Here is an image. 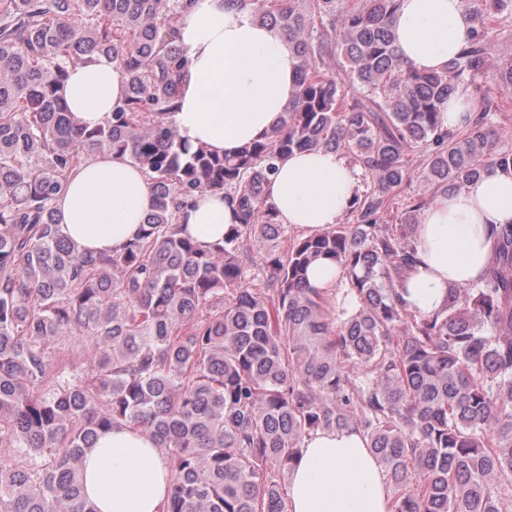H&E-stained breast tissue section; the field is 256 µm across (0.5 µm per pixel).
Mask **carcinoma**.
I'll list each match as a JSON object with an SVG mask.
<instances>
[{
    "mask_svg": "<svg viewBox=\"0 0 512 512\" xmlns=\"http://www.w3.org/2000/svg\"><path fill=\"white\" fill-rule=\"evenodd\" d=\"M195 0H0V512H96L81 466L116 426L166 449L161 512H288L291 465L311 434L366 441L393 512H507L512 502V224L493 229L479 283L429 313L401 295L422 210L512 169V128L481 82L512 92L490 52L512 0H465L473 36L440 73L395 44L399 0H225L278 28L298 61L282 125L235 156L192 147L167 116L185 77L180 26ZM116 62L123 104L86 129L62 89L72 66ZM467 92L465 125L441 107ZM365 171L347 221L280 247L266 192L294 151ZM420 152L429 194L393 210ZM128 157L151 181L137 236L110 255L60 230L57 194L86 159ZM220 192L238 223L202 247L180 211ZM320 260L344 287L307 279ZM80 343L84 359L68 352Z\"/></svg>",
    "mask_w": 512,
    "mask_h": 512,
    "instance_id": "1",
    "label": "carcinoma"
}]
</instances>
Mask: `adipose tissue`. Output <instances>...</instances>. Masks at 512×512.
I'll list each match as a JSON object with an SVG mask.
<instances>
[{
    "mask_svg": "<svg viewBox=\"0 0 512 512\" xmlns=\"http://www.w3.org/2000/svg\"><path fill=\"white\" fill-rule=\"evenodd\" d=\"M394 28L414 69L439 72L468 45L473 23L465 0H399ZM180 44L188 73L169 116L179 136L226 154L267 139L295 91L297 58L283 34L224 0H196ZM63 97L81 125H102L125 97L117 64L95 57L75 65ZM360 176L340 154L302 151L279 164L267 191L281 223L314 233L338 223ZM150 202L144 171L127 158L97 155L72 174L55 207L63 234L109 253L135 237ZM234 221L220 194L199 197L179 214L186 234L203 246L223 239ZM511 223L512 172L486 174L440 196L421 216L418 262L404 295L409 308L433 311L448 283L482 278L494 259L491 225ZM170 478L167 452L123 426L100 435L83 459L85 494L98 512H159ZM288 512H392L385 477L358 432L319 431L306 440L291 469Z\"/></svg>",
    "mask_w": 512,
    "mask_h": 512,
    "instance_id": "1",
    "label": "adipose tissue"
}]
</instances>
